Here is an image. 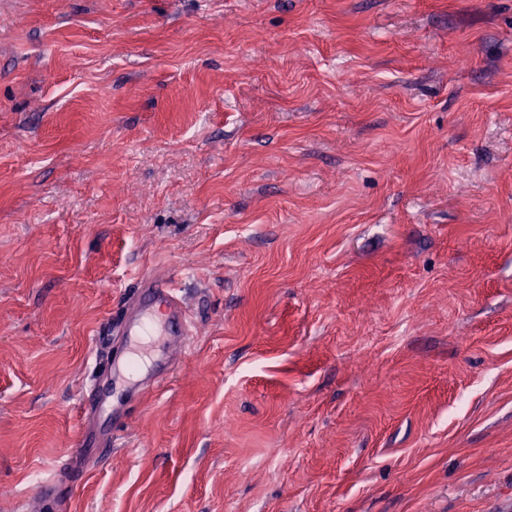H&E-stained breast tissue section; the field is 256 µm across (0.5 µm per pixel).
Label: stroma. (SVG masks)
Instances as JSON below:
<instances>
[{
  "label": "stroma",
  "mask_w": 512,
  "mask_h": 512,
  "mask_svg": "<svg viewBox=\"0 0 512 512\" xmlns=\"http://www.w3.org/2000/svg\"><path fill=\"white\" fill-rule=\"evenodd\" d=\"M170 274L193 344L88 461ZM68 467L62 512H512V0H0V512ZM179 291L176 281L171 278L142 277L139 279V284L134 291L135 313L133 315H128L127 312L116 314L112 316L110 323V330L119 328L122 336H126L130 346L129 358L123 361L122 367H113L112 352L102 339L103 352L98 363L99 372L112 371L113 380L123 379L124 373L131 370L140 360L134 350L147 339L155 343L161 340L168 342V353L165 359L151 357L154 370L162 365L163 371L175 369L171 350L187 352L195 335L194 324Z\"/></svg>",
  "instance_id": "1"
}]
</instances>
